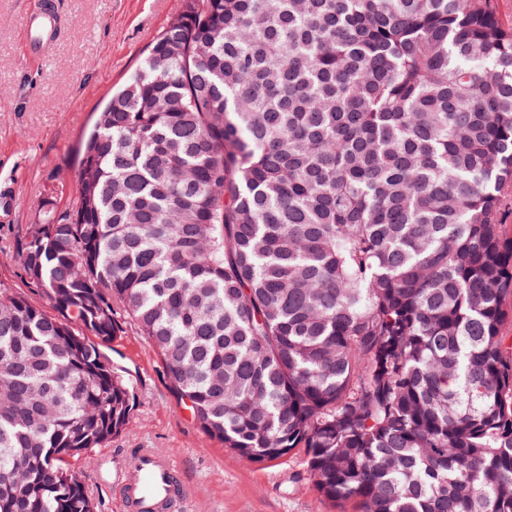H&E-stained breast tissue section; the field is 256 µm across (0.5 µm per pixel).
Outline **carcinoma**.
Segmentation results:
<instances>
[{
    "label": "carcinoma",
    "instance_id": "1",
    "mask_svg": "<svg viewBox=\"0 0 512 512\" xmlns=\"http://www.w3.org/2000/svg\"><path fill=\"white\" fill-rule=\"evenodd\" d=\"M0 283V512H97L133 321L198 426L341 512H512V26L496 0H188Z\"/></svg>",
    "mask_w": 512,
    "mask_h": 512
}]
</instances>
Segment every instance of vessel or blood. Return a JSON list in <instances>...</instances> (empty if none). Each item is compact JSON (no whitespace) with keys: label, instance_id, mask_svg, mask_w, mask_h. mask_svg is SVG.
I'll list each match as a JSON object with an SVG mask.
<instances>
[{"label":"vessel or blood","instance_id":"1","mask_svg":"<svg viewBox=\"0 0 512 512\" xmlns=\"http://www.w3.org/2000/svg\"><path fill=\"white\" fill-rule=\"evenodd\" d=\"M56 4L44 0L41 9L28 20V49L41 50L54 32ZM119 496L126 512H164L174 501L185 498L183 482L177 467L165 456L141 450L119 477Z\"/></svg>","mask_w":512,"mask_h":512}]
</instances>
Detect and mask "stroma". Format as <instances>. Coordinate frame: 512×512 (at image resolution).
I'll use <instances>...</instances> for the list:
<instances>
[{"label": "stroma", "instance_id": "obj_1", "mask_svg": "<svg viewBox=\"0 0 512 512\" xmlns=\"http://www.w3.org/2000/svg\"><path fill=\"white\" fill-rule=\"evenodd\" d=\"M37 0H0V280L46 305L21 270L17 242L44 197L65 208L87 135L113 90L141 64L179 0H57L62 31L43 53L27 49L24 22ZM107 344L132 381L130 424L71 459L97 512H123L116 481L129 455H168L188 491L182 512H337L314 489L303 451L254 463L203 432L177 400L165 366L132 321Z\"/></svg>", "mask_w": 512, "mask_h": 512}]
</instances>
